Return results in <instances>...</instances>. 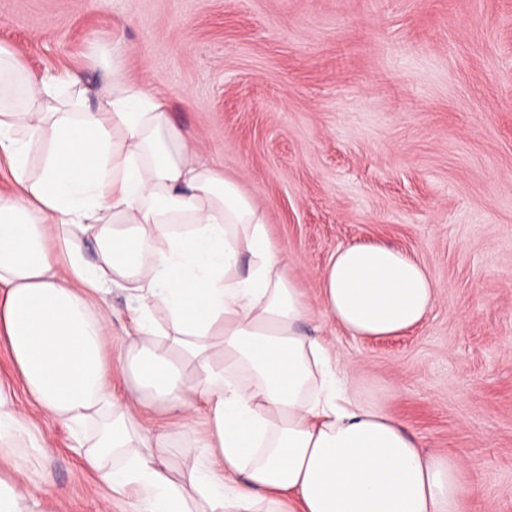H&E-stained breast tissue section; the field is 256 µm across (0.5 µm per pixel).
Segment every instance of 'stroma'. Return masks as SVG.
<instances>
[{
    "instance_id": "obj_1",
    "label": "stroma",
    "mask_w": 512,
    "mask_h": 512,
    "mask_svg": "<svg viewBox=\"0 0 512 512\" xmlns=\"http://www.w3.org/2000/svg\"><path fill=\"white\" fill-rule=\"evenodd\" d=\"M169 96L188 141L263 209L317 300L336 248L406 251L437 292L413 331L355 338L315 314L358 399L469 463L461 512H512V0H0L31 71ZM0 386L46 444L41 512H122L69 429Z\"/></svg>"
}]
</instances>
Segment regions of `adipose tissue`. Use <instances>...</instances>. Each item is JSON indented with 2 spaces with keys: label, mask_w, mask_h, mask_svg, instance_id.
<instances>
[{
  "label": "adipose tissue",
  "mask_w": 512,
  "mask_h": 512,
  "mask_svg": "<svg viewBox=\"0 0 512 512\" xmlns=\"http://www.w3.org/2000/svg\"><path fill=\"white\" fill-rule=\"evenodd\" d=\"M0 159L14 182L0 193V338L86 464L134 494L128 512H460L477 494L462 457L424 453L355 399L339 358L305 328L311 304L263 209L187 143L165 91L120 77L93 93L0 45ZM115 288L133 300L134 388L121 396L110 314L90 306ZM435 301L423 267L387 245L338 247L321 275V307L354 337L406 333ZM149 399L185 423L209 418L179 473L165 460L170 433L137 423ZM21 439L30 459L43 455L0 388V456ZM53 493L37 471L0 479V512H37Z\"/></svg>",
  "instance_id": "adipose-tissue-1"
}]
</instances>
